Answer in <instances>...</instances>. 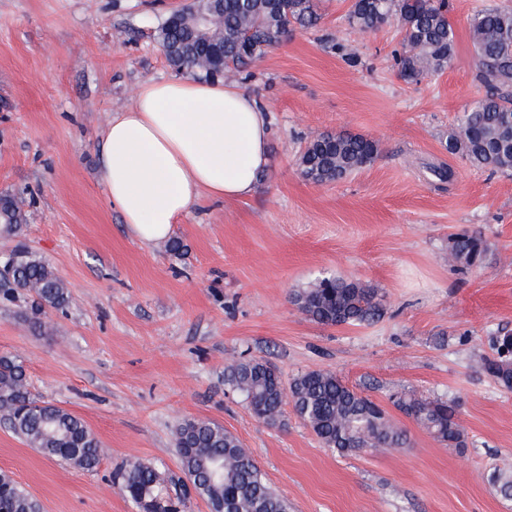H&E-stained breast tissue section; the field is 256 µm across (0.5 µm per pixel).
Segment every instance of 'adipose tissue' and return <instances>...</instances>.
I'll return each instance as SVG.
<instances>
[{
	"label": "adipose tissue",
	"instance_id": "1",
	"mask_svg": "<svg viewBox=\"0 0 512 512\" xmlns=\"http://www.w3.org/2000/svg\"><path fill=\"white\" fill-rule=\"evenodd\" d=\"M269 142L265 111L236 84L150 81L105 127L99 180L131 234L151 244L202 198L251 196Z\"/></svg>",
	"mask_w": 512,
	"mask_h": 512
}]
</instances>
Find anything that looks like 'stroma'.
<instances>
[{
    "label": "stroma",
    "instance_id": "obj_1",
    "mask_svg": "<svg viewBox=\"0 0 512 512\" xmlns=\"http://www.w3.org/2000/svg\"><path fill=\"white\" fill-rule=\"evenodd\" d=\"M183 4L0 0V195L23 194L28 219L21 238L0 237V260L18 246L38 253L71 293L63 313L1 300L0 354L21 356L32 392L82 417L102 448L84 471L0 427V470L42 512H139L117 472L142 462L181 478L174 431L199 418L250 451L290 512H512L491 481L512 467V391L474 368L491 334L512 333V175L444 148L484 93L469 19L512 0H453L454 64L418 84L392 66L396 25L362 33L346 20L350 0H321L320 25L290 34L239 82L270 120L256 192L193 207L173 228L187 247L176 256L130 234L98 171L112 114L144 83L177 77L157 25ZM342 131L376 141L378 158L338 183L306 181L305 141ZM434 165L453 179L438 181ZM462 231L484 237L480 265L449 262ZM326 273L376 288L384 318L336 327L301 313L292 293ZM251 358L287 382L333 372L383 405L396 389L453 400L467 446H442L394 408L410 447L341 455L288 402L280 425H266L224 379Z\"/></svg>",
    "mask_w": 512,
    "mask_h": 512
}]
</instances>
